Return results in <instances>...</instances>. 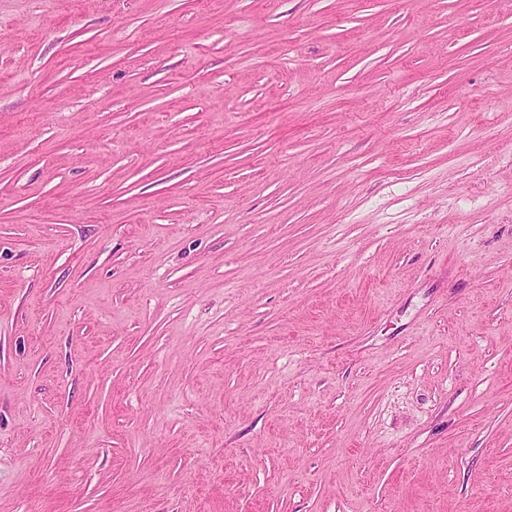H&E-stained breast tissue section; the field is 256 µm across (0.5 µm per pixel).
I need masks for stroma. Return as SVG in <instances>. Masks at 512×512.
Here are the masks:
<instances>
[{
    "instance_id": "stroma-1",
    "label": "stroma",
    "mask_w": 512,
    "mask_h": 512,
    "mask_svg": "<svg viewBox=\"0 0 512 512\" xmlns=\"http://www.w3.org/2000/svg\"><path fill=\"white\" fill-rule=\"evenodd\" d=\"M0 512H512V0H0Z\"/></svg>"
}]
</instances>
